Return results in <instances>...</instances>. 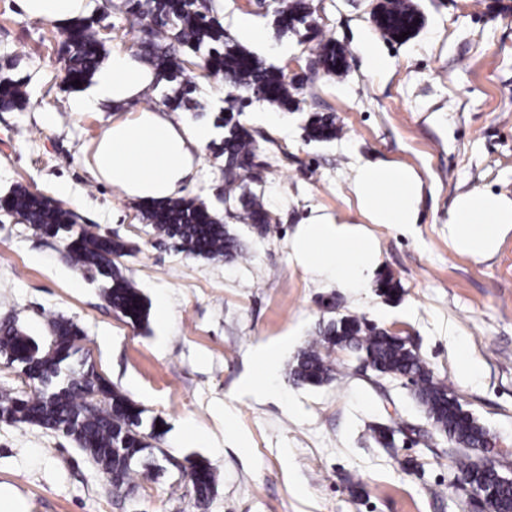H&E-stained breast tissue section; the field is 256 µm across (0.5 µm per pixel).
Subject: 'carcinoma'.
I'll return each mask as SVG.
<instances>
[{"instance_id":"carcinoma-1","label":"carcinoma","mask_w":512,"mask_h":512,"mask_svg":"<svg viewBox=\"0 0 512 512\" xmlns=\"http://www.w3.org/2000/svg\"><path fill=\"white\" fill-rule=\"evenodd\" d=\"M129 22L144 33L141 50L153 61L159 74L173 82L187 75L195 58L205 52L208 77H220L228 88L224 114L215 124L224 128V202L231 217L250 224L259 233L268 231L271 213L264 196L253 191L256 145L246 127L235 118L234 104L254 99L286 110L298 106L302 86L288 83L282 72L268 66L244 46L231 41L212 14L207 0H126ZM310 16L305 0H289L278 12L277 23L291 30ZM422 15L408 0H382L377 7L376 26L389 39L415 32ZM65 43L68 65L65 82H85L96 71L105 49L99 22L79 18L69 27ZM349 49L328 39L320 44L315 63L329 75H340L348 63ZM196 83H180L165 102L174 109L205 108L195 101ZM28 93L25 83L9 75L0 76V110L23 108ZM307 137L329 142L341 129L331 116L316 115L308 121ZM0 209L31 225L48 237L68 240V260L79 270L94 271L105 283L104 295L112 307L132 325L145 326L149 305L134 281L125 273L120 258L130 248L122 241L86 228L72 233L75 214L25 187H17L0 200ZM143 219L161 240L175 241L179 251L208 260L243 257L240 239L204 203L185 197L159 204H145ZM77 326L64 318L50 322V340L30 335L14 322L0 325V356L17 367L30 381L31 394L0 391V419L30 424L60 432L109 476L112 487L127 491L133 467L149 475L159 468L154 442L156 424L143 427V410L125 393L95 370L83 353ZM349 348L368 358L382 376L412 382L414 395L435 428L457 444L452 458L465 483L492 500L496 512H512V482L499 481L497 471L481 468L460 453L462 448L488 445V431L466 410L457 395L434 380L426 362L403 337L352 315H341L319 323L315 335L296 355L289 379L296 384L318 387L333 377L331 352ZM188 475L197 506L206 504L215 485V473L204 460L190 462Z\"/></svg>"}]
</instances>
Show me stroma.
Wrapping results in <instances>:
<instances>
[{
    "label": "stroma",
    "mask_w": 512,
    "mask_h": 512,
    "mask_svg": "<svg viewBox=\"0 0 512 512\" xmlns=\"http://www.w3.org/2000/svg\"><path fill=\"white\" fill-rule=\"evenodd\" d=\"M425 18L404 43L385 38L378 0H309L313 38L277 32L280 0H221L220 20L235 37V17L260 20L254 54L307 82L298 110L267 102L245 107L241 123L257 140L259 177L274 220L266 234L233 225L245 256L211 261L157 240L139 203L96 181L86 149L109 121L163 105L175 84L158 80L142 98L77 112L63 84V29L0 0V64L27 84L24 109L0 112V197L16 186L78 214V225L131 247L127 275L150 304L147 327L132 326L102 283L65 257V242L0 212V322L17 319L46 336L54 317L72 320L81 346L106 380L160 420L162 473L134 475L115 492L104 472L63 434L0 421V488L28 512H470L465 485L411 387L363 367L360 354L335 351L333 380L293 384L298 350L328 318L354 315L407 337L504 453L512 477V233L496 255L475 261L448 244V209L457 193L490 189L512 196V0H413ZM110 26L106 55L138 51L123 0H89ZM348 46L349 68L311 70L319 40ZM382 65L371 69L368 54ZM330 114L341 133L307 139L311 115ZM224 131L214 128L189 198L223 215ZM388 161L414 167L424 181L418 223L380 224L379 273L401 286L397 299L377 282L343 290L293 265L288 244L320 208L358 220L350 189L354 166ZM273 357L271 370L257 361ZM382 424L394 445L375 442ZM202 458L216 488L197 506L179 469Z\"/></svg>",
    "instance_id": "obj_1"
}]
</instances>
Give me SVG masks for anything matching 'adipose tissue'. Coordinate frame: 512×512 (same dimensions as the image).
<instances>
[{
    "label": "adipose tissue",
    "instance_id": "obj_1",
    "mask_svg": "<svg viewBox=\"0 0 512 512\" xmlns=\"http://www.w3.org/2000/svg\"><path fill=\"white\" fill-rule=\"evenodd\" d=\"M88 0H21L32 17L65 26L88 12ZM154 72L131 52L113 55L77 108L119 106L142 96ZM203 126L173 122L163 108L143 109L113 121L93 145L86 161L92 175L124 198L150 203L183 195L196 174L199 155L209 141ZM424 182L417 170L392 162H365L354 168L351 190L363 224L312 210L298 226L289 256L304 272L339 288L368 283L379 263L372 224L403 227L419 221ZM512 233V197L472 189L458 194L448 211V243L459 254L481 261L492 258Z\"/></svg>",
    "mask_w": 512,
    "mask_h": 512
}]
</instances>
